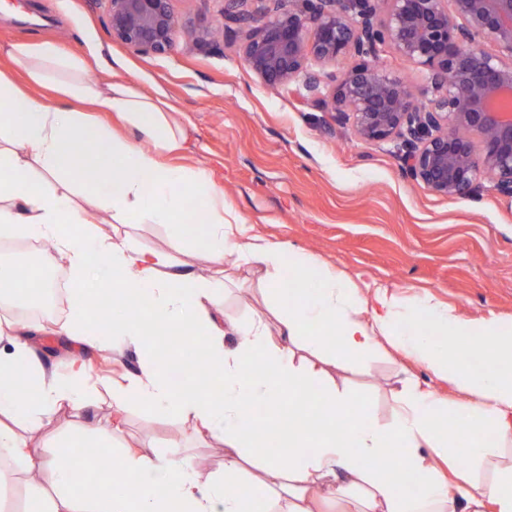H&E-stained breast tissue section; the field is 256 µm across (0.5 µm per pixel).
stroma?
<instances>
[{"label":"stroma","instance_id":"stroma-1","mask_svg":"<svg viewBox=\"0 0 512 512\" xmlns=\"http://www.w3.org/2000/svg\"><path fill=\"white\" fill-rule=\"evenodd\" d=\"M40 41L83 58L95 79L123 80L167 101L187 135L171 164L207 169L252 234L307 249L355 282L385 285L409 300L431 295L472 325L493 314L512 321V201L489 191L475 200L433 195L403 174L393 144L358 141L346 128L325 131L323 113L260 85L235 38L209 52L180 42L169 56H142L112 40L98 0H0V44ZM126 231L141 248L168 250L175 272H213L200 253L173 241L166 225L130 224ZM228 275L226 317H251L257 275L243 269ZM65 316L61 308L53 321L31 318L37 355L60 373L73 359L88 361L95 398L88 410L60 413L38 435L41 443L91 420L111 425L113 381L139 365L136 351L115 365L55 335L53 322ZM333 375L382 423L407 381L445 398L456 395L452 382L393 353ZM127 441L174 459H207L213 472L224 469L223 443L200 437L192 422L141 407L123 414L113 434L114 444Z\"/></svg>","mask_w":512,"mask_h":512}]
</instances>
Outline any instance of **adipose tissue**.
<instances>
[{
	"label": "adipose tissue",
	"mask_w": 512,
	"mask_h": 512,
	"mask_svg": "<svg viewBox=\"0 0 512 512\" xmlns=\"http://www.w3.org/2000/svg\"><path fill=\"white\" fill-rule=\"evenodd\" d=\"M0 54L67 100L46 103L0 71V238L52 242L43 264L69 273L58 335L141 352L138 372L113 389V414L140 406L193 420L223 442L225 455L217 474L132 444L110 456L119 491L75 494L81 451L100 447L104 428L56 437V449L72 451L65 465L32 438L61 411L88 408L90 367L79 361L66 375L46 368L26 339L27 320L4 315L0 487L32 469L52 485L23 512H321L329 500L341 512H512V328L492 317L476 329L429 302L403 318L396 294L365 296L312 252L246 236L206 172L163 162L185 141L164 99L122 81L100 83L50 41L0 45ZM95 107L115 113L123 132L94 118ZM42 175L50 186L39 183ZM78 188L114 223L166 224L212 265L262 271L266 314L223 319L224 277L171 273L169 252L104 233L75 203ZM152 324L195 337L223 389L173 381L167 359L149 350ZM384 341L453 381L458 400L410 383L388 424L368 421L365 402L338 387L330 370L362 363ZM258 408L265 420L255 418ZM269 429L278 438L273 451L259 437ZM457 435L466 452L454 448ZM432 454L447 471L429 462Z\"/></svg>",
	"instance_id": "1"
}]
</instances>
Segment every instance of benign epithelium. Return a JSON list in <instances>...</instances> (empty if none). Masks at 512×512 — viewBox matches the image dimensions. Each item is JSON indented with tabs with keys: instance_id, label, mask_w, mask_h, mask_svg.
<instances>
[{
	"instance_id": "7a95c632",
	"label": "benign epithelium",
	"mask_w": 512,
	"mask_h": 512,
	"mask_svg": "<svg viewBox=\"0 0 512 512\" xmlns=\"http://www.w3.org/2000/svg\"><path fill=\"white\" fill-rule=\"evenodd\" d=\"M99 2L112 39L135 54L166 56L180 36L206 52L241 33L253 76L329 115L326 130L396 143L405 175L436 196L488 187L512 201V0H225L222 21L199 28L173 0ZM385 48L424 70L427 102L377 64Z\"/></svg>"
}]
</instances>
